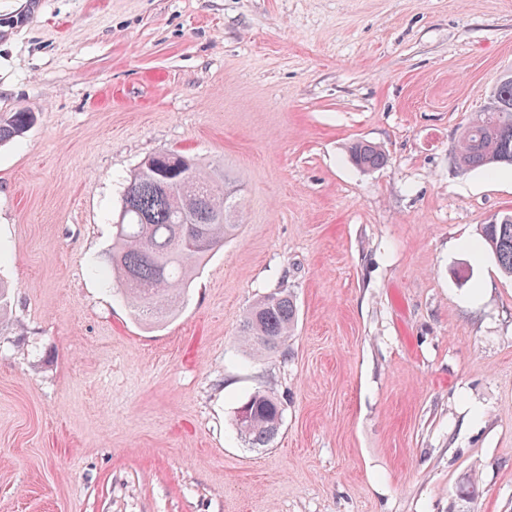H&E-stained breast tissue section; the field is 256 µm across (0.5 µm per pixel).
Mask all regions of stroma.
Returning a JSON list of instances; mask_svg holds the SVG:
<instances>
[{"mask_svg": "<svg viewBox=\"0 0 512 512\" xmlns=\"http://www.w3.org/2000/svg\"><path fill=\"white\" fill-rule=\"evenodd\" d=\"M510 71L512 0H0V114L33 116L0 143V512H460L467 476L512 512V278L476 247L512 166L452 154ZM166 151L241 209L149 325L107 255ZM281 288L296 331L253 353ZM349 161L364 172H371L383 167L387 162L384 150L364 140L351 143L348 149ZM297 321L294 296L279 289L262 296L241 320V336L253 350L271 353L288 341ZM243 408L248 416L243 423H239ZM283 411V404L278 398L264 391L254 392L237 411L236 426L241 438L251 448L268 447L279 432Z\"/></svg>", "mask_w": 512, "mask_h": 512, "instance_id": "1", "label": "stroma"}]
</instances>
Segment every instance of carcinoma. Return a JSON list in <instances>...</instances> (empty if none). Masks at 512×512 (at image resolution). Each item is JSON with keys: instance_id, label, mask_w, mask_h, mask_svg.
<instances>
[{"instance_id": "cac0c4a2", "label": "carcinoma", "mask_w": 512, "mask_h": 512, "mask_svg": "<svg viewBox=\"0 0 512 512\" xmlns=\"http://www.w3.org/2000/svg\"><path fill=\"white\" fill-rule=\"evenodd\" d=\"M30 113L0 115V143L26 129ZM457 167L493 169L512 165V75L495 86L485 108L463 131L453 149ZM349 161L364 172L383 167L384 150L364 140L349 146ZM240 199L224 190V170L206 171L194 158L167 152L142 162L131 175L116 222L108 264L138 316L161 323L173 315V295L186 290L193 269L235 235L229 217ZM484 249L512 277V214L481 227ZM297 321L294 296L286 289L262 296L241 320V336L253 350L271 353L288 341ZM242 407L247 419L237 430L252 448L276 438L283 404L264 392Z\"/></svg>"}]
</instances>
